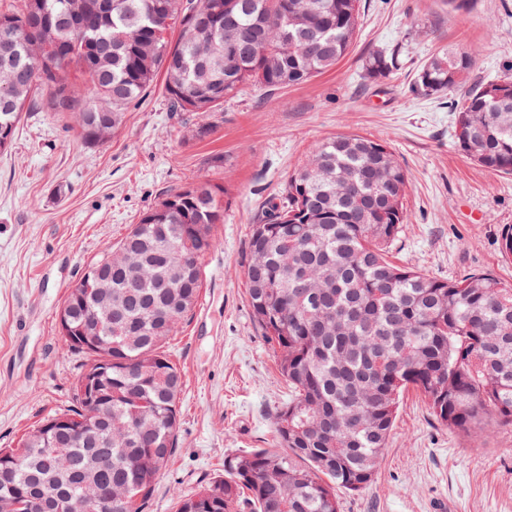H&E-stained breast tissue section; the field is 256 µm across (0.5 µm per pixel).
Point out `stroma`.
Segmentation results:
<instances>
[{"label":"stroma","mask_w":512,"mask_h":512,"mask_svg":"<svg viewBox=\"0 0 512 512\" xmlns=\"http://www.w3.org/2000/svg\"><path fill=\"white\" fill-rule=\"evenodd\" d=\"M361 5L358 40L334 69L270 95L244 87L220 112L167 111L159 76L97 146L50 113L24 114L0 152V448L73 406L85 358L59 336L70 289L143 213L205 181L224 189V222L201 262L197 304L165 345L183 379L180 421L174 462L146 512H175L176 493L222 476L225 461L275 447L288 384L249 304L248 233L311 145L330 136L371 137L403 167L408 222L394 263L445 280L485 271L512 286V258L499 249L512 226V175L459 150L458 91L432 98L414 85L441 51L470 52L474 78H512V0ZM381 50L398 53L397 69L368 82L364 60ZM207 122L213 133L197 139L195 125ZM338 498L341 512H431L441 499L451 512H512V425L460 434L407 392L372 481Z\"/></svg>","instance_id":"1"}]
</instances>
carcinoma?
Masks as SVG:
<instances>
[{"label": "carcinoma", "instance_id": "carcinoma-1", "mask_svg": "<svg viewBox=\"0 0 512 512\" xmlns=\"http://www.w3.org/2000/svg\"><path fill=\"white\" fill-rule=\"evenodd\" d=\"M53 27L34 32L35 11ZM0 127L15 134L35 107L106 142L158 74L172 112H216L240 87L306 83L353 48L361 0H6L0 19ZM178 25L177 40L169 38ZM472 54L441 52L415 87L440 96L460 86ZM398 65L378 51L365 78ZM79 72L83 82L71 80ZM471 85L457 103V145L480 167L512 174V93ZM406 175L383 143L356 134L309 150L281 192L265 201L248 237L244 274L255 321L278 352L288 401L275 414L277 447L231 460L224 477L175 498V512H340L337 492L371 482L413 390L434 418L462 433L512 425V288L490 273L441 280L393 264L388 251L408 217ZM224 190L200 183L167 195L96 264L112 258V312L96 289L64 300L74 326L62 344L100 371L103 400L82 380L76 408L52 415L76 436L24 434L0 448V512H144L174 461L182 392L164 346L194 309L200 260L217 244Z\"/></svg>", "mask_w": 512, "mask_h": 512}]
</instances>
